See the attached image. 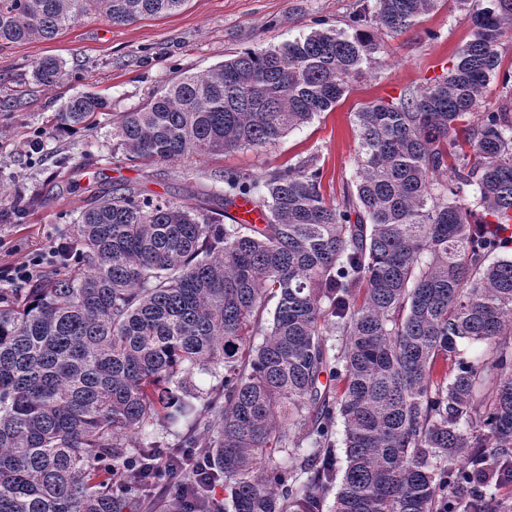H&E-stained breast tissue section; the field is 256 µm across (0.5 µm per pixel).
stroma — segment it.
<instances>
[{"instance_id":"1","label":"stroma","mask_w":512,"mask_h":512,"mask_svg":"<svg viewBox=\"0 0 512 512\" xmlns=\"http://www.w3.org/2000/svg\"><path fill=\"white\" fill-rule=\"evenodd\" d=\"M374 2L188 0L178 13L127 25L91 13L54 40L0 47V271L72 239L80 212L119 184L151 196L197 200L214 191L224 171H241L261 183L274 168L315 154L324 195L341 201L355 171L354 112L446 75L469 39L470 18L453 0L405 33L378 32L376 68L353 81L332 111L265 149L190 155L169 163L131 161L112 137V119L145 105L181 76L208 70L245 49L281 45L321 20L342 28L361 4ZM45 56L65 64L64 80L53 87L32 76L33 65ZM81 92L109 99L111 109L99 127L51 132L53 112Z\"/></svg>"}]
</instances>
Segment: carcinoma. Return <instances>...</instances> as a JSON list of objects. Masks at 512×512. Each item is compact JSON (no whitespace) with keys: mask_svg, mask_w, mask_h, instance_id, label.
Returning a JSON list of instances; mask_svg holds the SVG:
<instances>
[{"mask_svg":"<svg viewBox=\"0 0 512 512\" xmlns=\"http://www.w3.org/2000/svg\"><path fill=\"white\" fill-rule=\"evenodd\" d=\"M186 2L0 0V46L52 40L90 12L126 24ZM438 2L376 0L345 29L241 52L165 86L112 136L151 163L266 148L373 67L370 26L402 33ZM456 3L472 29L448 75L354 113L341 202L324 197L315 155L272 170L258 199L250 175L224 172L211 197L255 201L262 224L115 187L81 213L58 274L0 289V512H130L158 460L127 440L150 424H182L183 447L203 449L232 507L189 487L208 512H323L333 486L334 512H512L484 491L512 473V109L483 104L512 0ZM64 77L57 57L33 66L43 86ZM108 108L74 94L51 129H91ZM464 341L484 356L463 357ZM196 370L219 376L201 407ZM325 371L339 391L320 389ZM206 414L217 433L203 441ZM306 437L299 468L275 463Z\"/></svg>","mask_w":512,"mask_h":512,"instance_id":"1","label":"carcinoma"}]
</instances>
